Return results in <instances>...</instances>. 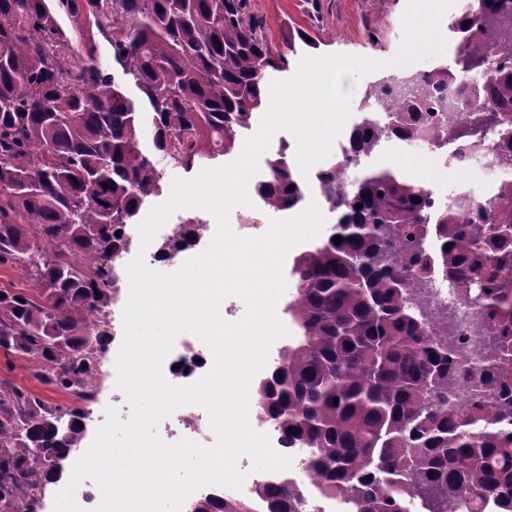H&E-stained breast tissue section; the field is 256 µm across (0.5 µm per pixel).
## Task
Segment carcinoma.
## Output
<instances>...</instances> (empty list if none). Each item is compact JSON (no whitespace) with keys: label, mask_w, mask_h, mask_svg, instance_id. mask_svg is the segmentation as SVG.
<instances>
[{"label":"carcinoma","mask_w":512,"mask_h":512,"mask_svg":"<svg viewBox=\"0 0 512 512\" xmlns=\"http://www.w3.org/2000/svg\"><path fill=\"white\" fill-rule=\"evenodd\" d=\"M61 14L111 39L139 97L69 36ZM453 31L455 68L402 70L367 88L349 148L312 181L283 149L254 185L266 213L314 193L337 215L293 260L286 311L297 339L251 393L285 447L310 449L307 480L347 494L353 512H408V498L426 512H481L489 498L512 512V180L485 205L454 198L433 216L424 187L395 169L341 184L345 168L395 135L487 151L488 131L512 124V72L500 65L512 58V0H477ZM288 64L250 0H0V266L33 284L0 287V349L33 359V377L73 399L52 406L0 382V512H35L84 438L91 364L111 338L105 309L120 288L112 259L162 191L155 155L191 171L232 154L269 104L270 74ZM473 75L489 76L493 96L459 90L471 118L431 125V113L454 111L433 90ZM198 237L189 219L158 254ZM437 271L482 315L486 363L465 398L452 392L460 352L427 329L415 297ZM296 485L283 471L259 487L264 512H305ZM217 508L252 512V501L204 494L189 512Z\"/></svg>","instance_id":"1"}]
</instances>
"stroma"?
I'll return each instance as SVG.
<instances>
[{
  "instance_id": "1",
  "label": "stroma",
  "mask_w": 512,
  "mask_h": 512,
  "mask_svg": "<svg viewBox=\"0 0 512 512\" xmlns=\"http://www.w3.org/2000/svg\"><path fill=\"white\" fill-rule=\"evenodd\" d=\"M255 14L265 21L264 32L274 46H281L284 23L292 22L320 39L319 54L346 53L377 60H389L400 51L402 15L406 0H320L319 14H312L310 0H251ZM377 31L378 41H371L370 31ZM387 165L401 168L407 176L421 179L430 176L426 153L406 161L393 142L381 143L376 154L362 158L350 167L352 178L363 170ZM31 361L0 352V380L6 379L36 393L53 405L67 404L68 398L52 387L41 384L30 373Z\"/></svg>"
}]
</instances>
